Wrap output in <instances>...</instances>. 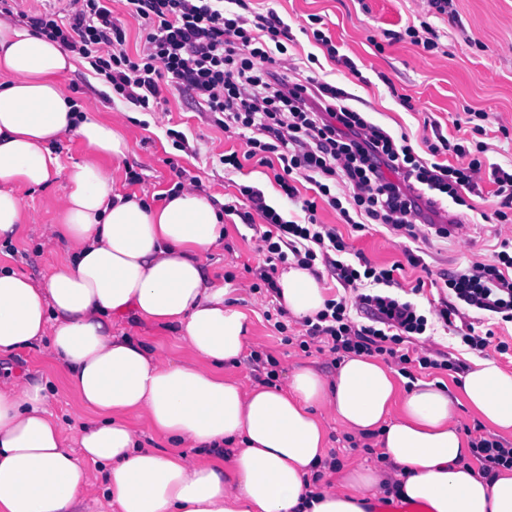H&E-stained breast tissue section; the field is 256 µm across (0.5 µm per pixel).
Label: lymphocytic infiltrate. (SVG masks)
Returning a JSON list of instances; mask_svg holds the SVG:
<instances>
[{
	"label": "lymphocytic infiltrate",
	"instance_id": "obj_1",
	"mask_svg": "<svg viewBox=\"0 0 512 512\" xmlns=\"http://www.w3.org/2000/svg\"><path fill=\"white\" fill-rule=\"evenodd\" d=\"M110 2L53 0L26 20L38 34L85 59L128 103L149 109L167 86L189 95L219 129L246 133L247 151L223 156L224 166L239 171L253 159L273 169L276 182L288 199L300 200L304 214L300 222L285 219L251 186L240 187L241 201L225 204V214L252 227L266 253L260 280L274 287L278 264L292 257L310 269L323 265L342 287L365 288L355 303L331 299L325 310L305 319L310 340L341 359L378 354L400 364L417 362L423 370H456L447 359L411 356L410 344L426 331L427 317L414 303L386 294L395 282L393 270L346 258L335 229L318 223L317 203L325 201L345 223L357 218L413 238L423 199L416 185L460 205L463 191H476L489 179L503 198L494 212L503 223L512 218V172L498 165L484 169L477 158L457 166L440 162L445 151L466 153L444 137L428 144L429 156L421 158L407 137H393L348 106L341 89L313 76L296 77L284 57L288 24L273 12L247 16L249 0H126L144 31L133 54L125 48L126 33ZM300 180L317 188L318 200L299 199ZM496 258L447 275L444 285L452 299L436 312L444 329L456 330L476 351L484 350L487 340L476 334L469 311L512 322V253L503 250ZM353 307L366 315V323L351 318Z\"/></svg>",
	"mask_w": 512,
	"mask_h": 512
}]
</instances>
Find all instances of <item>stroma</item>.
I'll return each mask as SVG.
<instances>
[{
  "label": "stroma",
  "instance_id": "1",
  "mask_svg": "<svg viewBox=\"0 0 512 512\" xmlns=\"http://www.w3.org/2000/svg\"><path fill=\"white\" fill-rule=\"evenodd\" d=\"M254 12H276L291 27L293 39L287 42L286 56L300 69L314 68L320 77L350 94V106L369 121L393 135H407L416 151L424 141L441 133L450 143L466 151L485 144L480 154L484 164L512 166V0H448L447 13L429 9L426 0H251ZM429 24L437 34L432 50L411 43L407 28ZM330 36L340 54L349 57L353 68L329 59L317 44L312 30ZM317 64H310L309 56ZM74 71L63 79L65 91L98 120H110L128 138L125 158L109 162L115 187L153 202H160L176 189L180 178H196L205 194L215 203L235 201L238 188H259L267 203L286 219L298 220L302 212L298 201L289 200L268 168L255 161L245 162L241 172H225L220 158L230 152L245 153L244 138L211 125L198 112L193 100L173 89H165L164 103L147 111H133L111 86L83 59H75ZM409 96L403 106L401 96ZM468 112L484 113L483 134H475L462 118ZM173 128L185 132L197 145L198 154L175 148L165 134ZM65 187L56 177L46 186L19 189L26 220L11 243L0 246V263L34 279H43L60 266L68 252L62 242L46 235L45 227L60 221V203ZM496 186L482 181L480 192L467 195L466 205L454 203L437 210L424 208L428 222L462 224L463 229L445 238L433 235L412 239L382 224L357 228L346 224L338 212L319 203V223L335 227L349 249L371 264L395 266V294L412 299L425 315H433L447 294L439 289L443 276L459 272L474 262H492L502 240L512 239V223L493 220L500 199ZM419 263H411V256ZM211 273L231 288V298L247 311L253 329L246 353L234 376L253 385L275 371L276 385H285L291 372L308 366L324 375H334L336 363L319 343L301 349L306 328L293 316H286L287 333L276 331L264 317L265 310L277 306L275 293L253 290L256 273L265 255L251 230L237 216L224 219V242L204 256ZM116 336L128 335L161 346L174 359L188 352L176 334L147 323L117 321ZM417 351L431 358L455 362L457 371L415 370L418 381H435L457 392L463 370L469 369L476 351L455 338L453 332L436 328L431 335L415 342ZM17 375H33L48 380L51 386L49 409L66 433H74L86 422L75 395L63 379L59 363L37 352H23L12 363ZM327 450L341 464L360 463L374 469L385 462L377 439L365 440L347 431L334 416H326Z\"/></svg>",
  "mask_w": 512,
  "mask_h": 512
}]
</instances>
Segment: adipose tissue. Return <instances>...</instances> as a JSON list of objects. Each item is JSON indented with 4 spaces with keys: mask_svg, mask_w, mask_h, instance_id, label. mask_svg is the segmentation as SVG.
<instances>
[{
    "mask_svg": "<svg viewBox=\"0 0 512 512\" xmlns=\"http://www.w3.org/2000/svg\"><path fill=\"white\" fill-rule=\"evenodd\" d=\"M73 68L59 44L0 18V241L24 222L18 188L60 176L61 221L46 231L69 252L40 282L0 265V361L49 351L90 414L69 436L47 408V384L0 377V512H84L88 461L118 512H367L383 476L360 464L307 495L328 458L327 411L378 436L405 502L424 512H512V469L481 477L455 423L462 398L512 432V373L494 360L474 362L458 399L432 382L400 391L395 370L366 355L341 361L329 379L296 369L281 387L233 376L251 318L204 261L224 237L222 212L191 189L157 204L118 191L105 162L125 156L129 142L65 93ZM65 135L85 137L89 159L61 165L53 148ZM277 286L298 319L328 300L294 261ZM128 319L178 333L188 358L113 335V322ZM141 421L168 450L144 447Z\"/></svg>",
    "mask_w": 512,
    "mask_h": 512,
    "instance_id": "obj_1",
    "label": "adipose tissue"
}]
</instances>
